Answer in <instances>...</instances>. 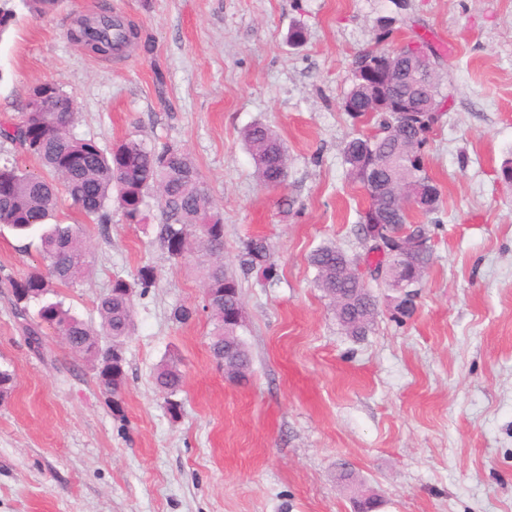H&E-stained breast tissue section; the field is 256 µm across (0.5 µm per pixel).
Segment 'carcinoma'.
<instances>
[{"instance_id": "1", "label": "carcinoma", "mask_w": 512, "mask_h": 512, "mask_svg": "<svg viewBox=\"0 0 512 512\" xmlns=\"http://www.w3.org/2000/svg\"><path fill=\"white\" fill-rule=\"evenodd\" d=\"M33 15L54 11L60 0H19ZM14 0H0V35L15 19ZM70 39L89 52L108 56L142 40L141 31L102 14L70 29ZM390 37L385 30L375 34L374 47L355 56L351 68V86L344 101L360 102L369 91L363 88L358 71L373 61ZM429 93L439 107H445L449 93L442 79L431 77ZM77 106L73 98L53 82L31 86L23 112L18 120L0 124V139L38 161L41 171L22 169L8 162L0 164V224L24 234L52 219L57 204L56 184H61L80 216L89 223L110 222L112 206H117L127 224H146L147 198L155 195L159 213L158 240L169 256L183 260L195 252L204 293L213 296L205 303L216 322L210 342L212 356L224 366V350H229L239 378L246 377L250 357L241 338L243 304L241 284L223 261L224 215L219 205L198 177L193 157L173 145L149 146L136 138H126L101 148L91 138L73 133ZM381 130L376 140L362 135L349 139L343 149L348 176L364 190L371 191L374 180L382 182L403 179L428 181L430 176L422 162L421 150L431 126L415 128L411 118L391 112L371 116ZM242 141L254 164L260 183L270 189L287 186V151L278 134L267 124L256 122L242 132ZM382 221L395 228L428 237L423 224L408 221L407 208L383 203ZM40 262L26 274L9 279L17 314L26 318L23 326L28 345L42 348V326L47 324L63 336L69 347L90 361L96 369L99 385L112 397L113 411L119 413L120 396L125 384L124 364L112 366V355L123 356V342L134 327L133 297L135 289L154 287L157 271L145 264L138 268L133 281L116 277L109 293L98 306L100 329L95 330L83 319L64 308L59 301L44 298L58 286H72L86 273L88 243L80 225L54 223L40 235ZM433 261L430 249H424L414 262L418 268L413 287H418ZM316 270V287L332 300L340 293L360 303L361 311L375 316L377 305L365 283L357 276V260L350 258L334 244L317 247L309 256ZM370 276L393 277L397 263L380 255L364 259ZM240 266L256 271L266 280L277 276L272 260V246L264 237L248 239L243 246ZM44 301L37 318H27L32 301ZM154 383L165 394L168 411L176 415L180 403L183 376L177 364L165 361L157 368Z\"/></svg>"}]
</instances>
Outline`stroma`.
<instances>
[{"label":"stroma","mask_w":512,"mask_h":512,"mask_svg":"<svg viewBox=\"0 0 512 512\" xmlns=\"http://www.w3.org/2000/svg\"><path fill=\"white\" fill-rule=\"evenodd\" d=\"M109 2L152 41L100 57L72 42L74 20ZM392 43L423 35L451 91L424 147L441 189L429 228L434 261L411 317L372 283L374 325L338 326L309 254L331 242L361 257L362 189L343 144L359 126L342 109L353 58L380 25ZM304 39L288 41L292 28ZM53 81L78 106L75 131L101 147L133 136L191 154L224 213V262L238 273L251 357L247 383L211 356L194 262L170 259L145 224L113 211L89 224V271L51 300L86 322L113 276L143 264L158 279L134 297L124 344L122 413L91 365L53 328L32 350L8 277L40 260L37 237L0 228V512H354L339 483L349 463L378 512H512V0H62L18 9L0 37V121L32 84ZM269 124L288 149L285 191L265 188L240 138ZM267 238L276 280L243 273L240 251ZM193 309L184 323L176 306ZM183 374L178 417L152 376Z\"/></svg>","instance_id":"stroma-1"}]
</instances>
